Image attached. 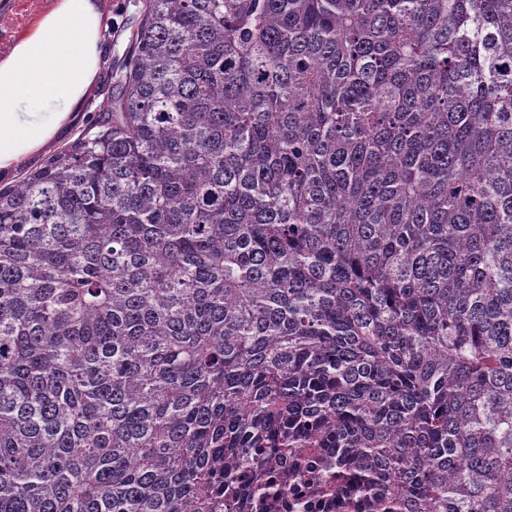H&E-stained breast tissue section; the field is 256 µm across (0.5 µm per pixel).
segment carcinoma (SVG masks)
Listing matches in <instances>:
<instances>
[{"mask_svg":"<svg viewBox=\"0 0 512 512\" xmlns=\"http://www.w3.org/2000/svg\"><path fill=\"white\" fill-rule=\"evenodd\" d=\"M0 187V512H512V0H144ZM264 510V509H263ZM269 512H338L336 502L328 503L325 498L318 496L312 487L300 482H289L288 493L282 497L277 506Z\"/></svg>","mask_w":512,"mask_h":512,"instance_id":"carcinoma-1","label":"carcinoma"}]
</instances>
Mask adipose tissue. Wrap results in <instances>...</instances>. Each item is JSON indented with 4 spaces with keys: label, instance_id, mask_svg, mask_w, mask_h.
I'll list each match as a JSON object with an SVG mask.
<instances>
[{
    "label": "adipose tissue",
    "instance_id": "obj_1",
    "mask_svg": "<svg viewBox=\"0 0 512 512\" xmlns=\"http://www.w3.org/2000/svg\"><path fill=\"white\" fill-rule=\"evenodd\" d=\"M104 29L98 0H52L0 53V180L73 127L105 63Z\"/></svg>",
    "mask_w": 512,
    "mask_h": 512
}]
</instances>
